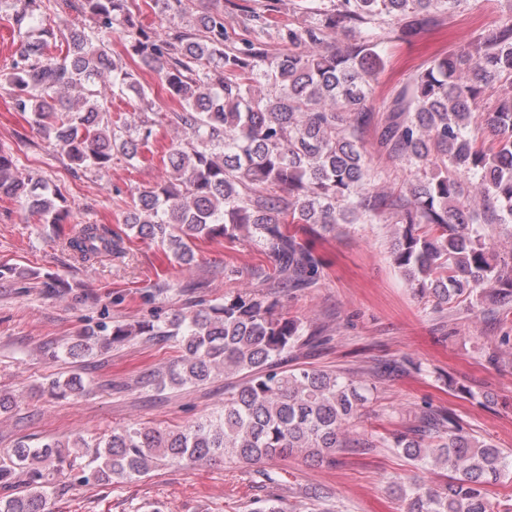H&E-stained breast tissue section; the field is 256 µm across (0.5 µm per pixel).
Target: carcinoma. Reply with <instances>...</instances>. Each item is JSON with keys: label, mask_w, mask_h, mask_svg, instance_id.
<instances>
[{"label": "carcinoma", "mask_w": 512, "mask_h": 512, "mask_svg": "<svg viewBox=\"0 0 512 512\" xmlns=\"http://www.w3.org/2000/svg\"><path fill=\"white\" fill-rule=\"evenodd\" d=\"M12 20L25 39L7 77L14 107L54 139L76 170L139 158L152 138L151 91L111 57L99 39L116 33L130 56L154 70L178 103L169 121L190 141L166 154L170 177L132 194L126 227L188 264L198 240L255 241L273 257L267 287L309 288L323 259L298 236L296 225L321 237L345 224L387 217L394 224L391 261L409 288L435 306L467 302L476 313L490 303L512 310V250L486 242L484 225L502 224L512 238V93L474 124L486 85H512V12L481 30L470 47L432 58L394 96L378 129L379 146L407 162L414 179L383 195L370 188L362 134L370 122L372 84L386 68L383 46L412 37L462 0H299L302 22L280 27L264 15L250 37L228 41L224 8L216 2L196 21L154 32L130 9V0H18ZM71 10L84 22L57 34L49 11ZM357 33L342 48L311 54L330 30ZM283 50L271 55L266 38ZM66 44L58 59L51 44ZM112 72V84L100 83ZM133 94L140 124L112 122L109 97ZM482 201L472 206L468 184ZM21 200L52 226L77 261L126 257L124 238L106 224L65 232L69 211L49 185L22 176L0 153V197ZM179 336L181 355L168 371L152 372L159 386L238 378L224 408L181 429L126 426L102 438L17 445L0 465V512H48L57 487L50 473L73 466L71 449L91 451L96 482L133 480L161 463L255 464L292 454L331 458L369 403L373 387L341 371L284 370L281 361L300 341L301 323L259 292L224 297L189 315L135 326L85 330L67 354L76 359L131 336ZM392 448L421 471L447 472L435 487L417 478L392 491L405 512H512L488 488L512 478V453L470 433L451 412L428 403L405 430L364 442Z\"/></svg>", "instance_id": "obj_1"}]
</instances>
